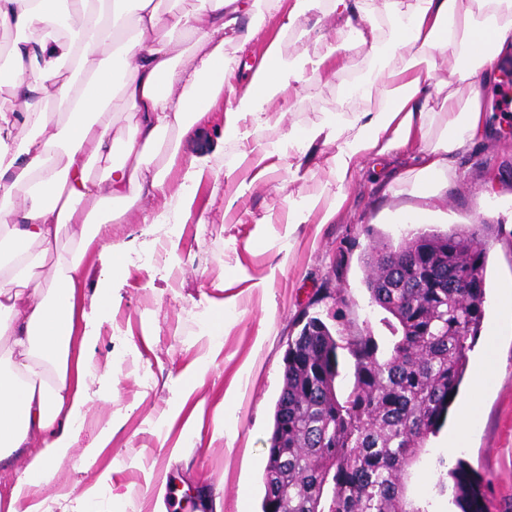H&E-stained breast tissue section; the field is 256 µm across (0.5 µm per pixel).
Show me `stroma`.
<instances>
[{
	"instance_id": "obj_1",
	"label": "stroma",
	"mask_w": 512,
	"mask_h": 512,
	"mask_svg": "<svg viewBox=\"0 0 512 512\" xmlns=\"http://www.w3.org/2000/svg\"><path fill=\"white\" fill-rule=\"evenodd\" d=\"M292 0H254L251 18H263L266 37L250 54L224 47L234 61L232 82L245 89L249 68L269 41L284 54L323 52L335 20L311 13L287 37L280 18ZM341 73L325 69L299 92L281 94L282 122L254 135L251 146L281 139L290 127L322 122L339 105L340 80L363 73L369 45L350 40L338 54ZM236 146L224 138V105L216 103L182 141L168 181L179 187L182 171L201 155L212 158L211 175L194 190V218L170 227L178 242L169 250L135 224L134 214L113 221L112 239L130 242L123 274L112 282V308L95 317L97 338L87 376L86 417L73 445L58 462L53 482L29 487L44 512H112V496L124 494L126 512H153L165 500L169 512H261L262 483L273 429L275 402L283 386L290 337L309 318L331 330L370 332L379 354L391 347L383 311L363 285V257L379 234L397 239L407 232L402 215L425 210L427 228L490 224L487 239L485 319L499 314L498 292L512 281V133L498 128L454 165L465 177L442 191L433 206L421 193L399 191L414 161L398 152L387 179L363 168L346 185V201L330 224L288 225L284 217L301 189L288 177L287 162L252 186L230 173ZM240 192L236 211L224 201ZM204 223H196V215ZM232 300L224 311V300ZM224 334H205L216 315ZM196 416L192 446L174 463L171 452L183 424ZM111 444L96 448L106 423ZM453 425L430 438L410 469L412 495L432 498L435 512H455L451 496H436L433 461L445 453ZM490 483L488 497L512 499V335L497 348V377L480 397V420L469 441L455 452Z\"/></svg>"
}]
</instances>
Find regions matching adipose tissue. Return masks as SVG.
I'll return each mask as SVG.
<instances>
[{
  "label": "adipose tissue",
  "instance_id": "obj_1",
  "mask_svg": "<svg viewBox=\"0 0 512 512\" xmlns=\"http://www.w3.org/2000/svg\"><path fill=\"white\" fill-rule=\"evenodd\" d=\"M246 0H200L191 11L160 13L154 0H74L69 38L54 37L56 0H0V27L20 32L11 46L14 104L0 110V129L21 125L31 136H0V339L9 345L0 357V464L29 456L28 481L50 483L58 459L72 443L86 404V377L94 346L91 315L84 307L83 260L98 246V309L112 307V281L120 276L126 243L107 235L111 213L100 204L135 208L143 200H161L159 208L140 212L138 221L156 233L191 215L189 190L204 181L213 166L201 156L185 170L178 188H170L167 170L155 158L164 134H186L195 112L225 95L224 136L239 150L235 169L263 177L287 160L292 180L305 183L308 166L317 163L327 176L307 188L300 204L288 207V221L332 223L343 189L368 159L410 147L418 160L416 180L425 196L437 197L443 183L458 178L455 158L489 136L483 94L512 73V0H376L373 12L388 24H358L355 0H293L280 23L288 32L295 21L317 11L336 16L335 53L351 38L369 43L376 62L365 78L348 84L344 95L362 102L379 99V111H336L321 124L290 129L278 142L255 150L248 141L262 125L279 123L278 95L321 76L325 56L288 59L279 44L270 45L254 68L244 93L224 92L229 61L224 45L238 52L260 38L259 24L240 26L249 12ZM195 37L189 61L175 66L173 52L185 34ZM448 57L453 73L466 82V95L450 83H435V55ZM62 109L53 121L44 105ZM136 121L124 142H117L104 117L115 105ZM447 110L434 129L437 107ZM331 147L315 162L317 145ZM106 166L100 179L91 170ZM95 208H88V201ZM70 226L73 250L47 276H33L46 254L55 251L62 226ZM35 243L39 254L12 253L16 244ZM79 352H72L74 333ZM38 455H30L32 447Z\"/></svg>",
  "mask_w": 512,
  "mask_h": 512
}]
</instances>
